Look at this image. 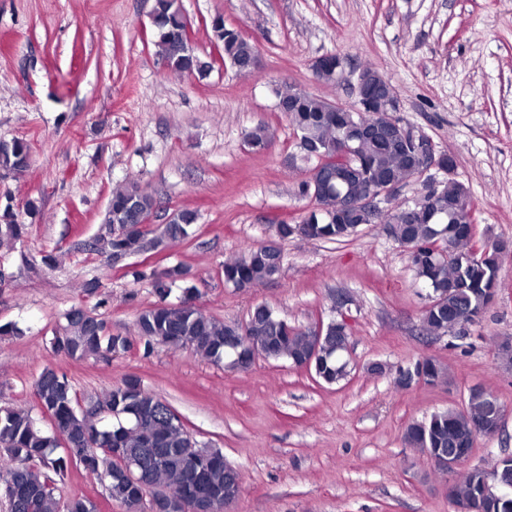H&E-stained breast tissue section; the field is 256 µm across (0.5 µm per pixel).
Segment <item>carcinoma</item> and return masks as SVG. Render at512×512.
Instances as JSON below:
<instances>
[{"mask_svg": "<svg viewBox=\"0 0 512 512\" xmlns=\"http://www.w3.org/2000/svg\"><path fill=\"white\" fill-rule=\"evenodd\" d=\"M154 46L166 69L176 74H202L210 67L195 51L189 35V23L180 0H154L152 10ZM215 41L222 45L224 60L230 65L252 57L256 47L238 29L221 25L211 28ZM300 138L318 147L325 166L346 174L331 182L321 197V210L306 216L302 223L305 238L344 242L371 224L403 247L409 256L416 279L429 285L436 295L421 315L423 329L433 336H446L455 326H474L480 322L489 297L497 294L502 260L500 249L479 235L476 211L467 188L450 179L444 188L423 194L435 219L422 224H400L402 209L394 208L374 214L357 212L338 220L336 206L347 197H355L386 179L403 183L414 177L409 164L414 147L410 144L382 143L376 140L355 142L356 153L342 152L343 140L351 117L347 112L329 111L328 100L310 93L298 99L293 111L284 113ZM273 138L267 126H257L247 133L254 149H263ZM31 164L30 145L22 139L0 140V171L23 174ZM156 201L135 180L114 189L108 200L101 232L91 245L96 252L112 258L118 252L127 257L148 246L166 240L187 239L192 235L198 214L178 209L172 222L162 225L159 235L148 238L150 230L143 224ZM28 227L14 212H0V247L24 240ZM282 261L263 247L241 257L224 261V282L235 288H252L279 275ZM185 271L172 267L151 273L159 301L138 314L136 335L146 346L169 345L190 348L213 362H227L234 369L246 370L255 359H284L292 366L306 368L326 384H335L347 376V363L336 351V344L321 342V355L307 362L315 331L290 328L288 322L268 306L258 305L242 326L224 325L203 313L190 302L195 288H184L187 296L180 305L166 303L172 284ZM67 326L54 337L53 350L72 359L89 355L125 352L128 338L112 335L107 323L93 312L73 308L66 316ZM241 336L239 361L224 355V337ZM406 372L409 382L394 380L398 389L416 384L435 385L445 377L440 362L432 357L417 360ZM140 380L129 376L96 401L98 409L82 410L67 377L46 367L36 380L35 396L41 412L48 416L54 431L37 426L24 410L0 409V491L10 512H96L93 501L75 497L60 505L54 477L67 465L76 462L96 477L106 475L109 497L119 502L125 512H143L147 490L139 482L118 474L130 462L137 463L151 477L152 483L193 498L196 476H202L216 512H224V498L238 493L242 485L240 471L214 448H200L191 442L184 424L176 420L175 410L166 402L139 386ZM104 409L122 413L113 426L101 424ZM500 402H491L485 391L472 390L461 408L432 414L414 421L405 431V441L433 458L442 453L471 455L479 436L495 434L501 425ZM60 431L71 446L81 449V457L54 455L59 447ZM492 473L473 467L450 487L452 502L475 501L479 512H512V497L505 500L484 494Z\"/></svg>", "mask_w": 512, "mask_h": 512, "instance_id": "carcinoma-1", "label": "carcinoma"}]
</instances>
